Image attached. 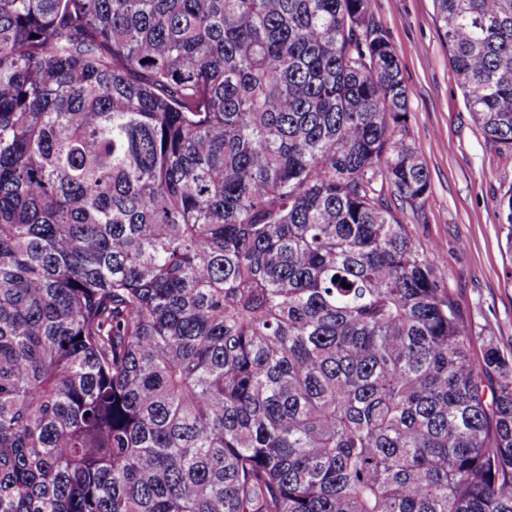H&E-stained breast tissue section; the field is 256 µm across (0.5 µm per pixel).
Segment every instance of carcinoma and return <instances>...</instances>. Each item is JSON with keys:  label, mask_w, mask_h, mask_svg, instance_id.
I'll return each instance as SVG.
<instances>
[{"label": "carcinoma", "mask_w": 512, "mask_h": 512, "mask_svg": "<svg viewBox=\"0 0 512 512\" xmlns=\"http://www.w3.org/2000/svg\"><path fill=\"white\" fill-rule=\"evenodd\" d=\"M434 2L512 155V0ZM408 112L372 0H0V512H512Z\"/></svg>", "instance_id": "cac0c4a2"}]
</instances>
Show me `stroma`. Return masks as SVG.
I'll return each mask as SVG.
<instances>
[{"label":"stroma","instance_id":"35a3bbf8","mask_svg":"<svg viewBox=\"0 0 512 512\" xmlns=\"http://www.w3.org/2000/svg\"><path fill=\"white\" fill-rule=\"evenodd\" d=\"M410 91L408 126L431 191L402 213L422 247L439 245L436 275L475 336L512 351V158L488 141L464 104L441 39L433 0H373Z\"/></svg>","mask_w":512,"mask_h":512}]
</instances>
